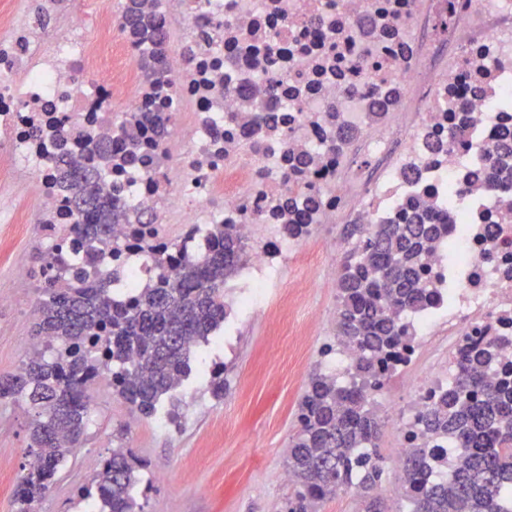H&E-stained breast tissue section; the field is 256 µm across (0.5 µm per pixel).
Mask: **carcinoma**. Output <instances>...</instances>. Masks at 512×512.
Returning <instances> with one entry per match:
<instances>
[{
	"mask_svg": "<svg viewBox=\"0 0 512 512\" xmlns=\"http://www.w3.org/2000/svg\"><path fill=\"white\" fill-rule=\"evenodd\" d=\"M120 28L151 42L140 66L147 80L163 85L167 30L161 22L146 18L130 0ZM85 147L112 160L109 141L89 137ZM488 161L494 170L512 167V133L500 136ZM57 166L75 217L66 232L75 256L42 279L35 336L45 350L28 357L20 371L0 377V400L23 399L35 411L29 427L32 462L19 487V512H30L51 489L58 468L82 446L90 417L89 374L97 357L107 359L112 388L132 411L154 416L162 397L192 371L189 341L208 342L224 323V281L245 260L234 233L214 224L206 246L193 255L177 261L147 256L154 285L118 303L112 298L118 273L106 280L97 268L112 251L118 205L99 194L96 168L67 153L57 156ZM444 231L436 218L420 212L406 224L352 226L359 246L344 260L338 279L337 333L363 351L359 375H375L380 356L401 344L403 332L391 307L411 310L424 303L420 257L425 243ZM491 357L488 344L463 358L456 383L420 413L423 434L448 436L457 462L448 480L436 483L429 475L428 449H410L401 474L409 512H512V382L489 381L475 371ZM380 431L366 392L315 375L288 453L296 489L287 512H317L336 487L353 481L360 488L356 512H389L378 494L384 474ZM94 482L101 512H136L139 475L123 452L112 451Z\"/></svg>",
	"mask_w": 512,
	"mask_h": 512,
	"instance_id": "obj_1",
	"label": "carcinoma"
}]
</instances>
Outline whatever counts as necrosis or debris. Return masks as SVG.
<instances>
[{"label": "necrosis or debris", "instance_id": "obj_1", "mask_svg": "<svg viewBox=\"0 0 512 512\" xmlns=\"http://www.w3.org/2000/svg\"><path fill=\"white\" fill-rule=\"evenodd\" d=\"M81 2L63 14L56 0L34 13L0 7V182L38 202L36 216L17 206L0 223L34 218L60 237L72 217L56 184L58 145L77 155L92 135L119 149L121 119L169 115L170 135L145 123L136 160L99 181L121 202L99 270L146 287L137 260L149 248L175 256L226 225L246 251L224 287L229 330L273 293L317 225L347 211L359 224H394L410 202L440 215L450 232L423 258L430 300L402 313L405 338L376 377L400 394L381 411L399 430L394 460L428 449L432 477L447 478L452 443L421 435L419 412L454 384L460 354L487 339L495 355L481 373L512 374V211L502 196L512 176L484 161L512 128V0H461L446 20L436 0H142L178 30L164 64L174 113L140 69L141 44L116 39L112 0ZM305 198L308 225L291 232ZM145 223L158 229L147 243L133 232ZM360 357L340 342L318 362L349 383Z\"/></svg>", "mask_w": 512, "mask_h": 512}]
</instances>
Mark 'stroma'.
Here are the masks:
<instances>
[{"instance_id":"stroma-1","label":"stroma","mask_w":512,"mask_h":512,"mask_svg":"<svg viewBox=\"0 0 512 512\" xmlns=\"http://www.w3.org/2000/svg\"><path fill=\"white\" fill-rule=\"evenodd\" d=\"M350 218L324 224L319 238L291 257L279 274L287 291L307 282L304 300L293 315L276 301L241 317L237 334H216L195 354L193 373L166 395L161 406L176 410L170 431L153 418L133 419L130 406L112 389L109 377L88 391L92 422L84 445L69 457L51 493L31 512H78L102 461L122 449L138 464L141 481L134 496L141 512H286L292 483L283 478L289 440L310 378L320 371L318 351L336 339L337 279L343 257L355 245ZM336 239L328 253L322 237ZM47 245L37 223L15 230L0 223V375L14 373L27 359L41 294L17 268L37 266ZM221 363L226 383L214 396L200 372ZM32 410L22 401L0 402V512H16V493L29 461L28 423Z\"/></svg>"}]
</instances>
